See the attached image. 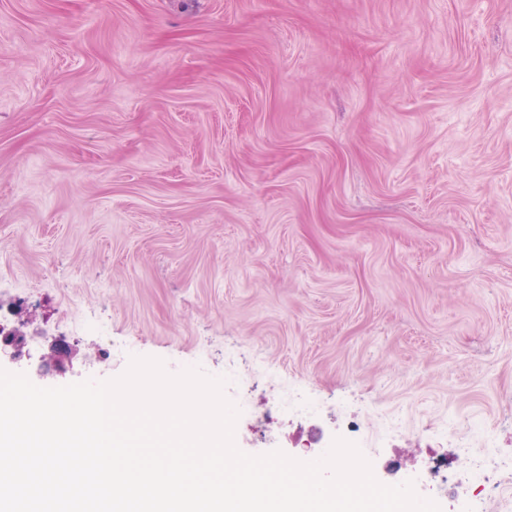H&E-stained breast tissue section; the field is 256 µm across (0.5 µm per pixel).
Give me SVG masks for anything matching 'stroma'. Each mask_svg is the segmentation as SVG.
<instances>
[{
  "label": "stroma",
  "mask_w": 512,
  "mask_h": 512,
  "mask_svg": "<svg viewBox=\"0 0 512 512\" xmlns=\"http://www.w3.org/2000/svg\"><path fill=\"white\" fill-rule=\"evenodd\" d=\"M0 327L234 370L248 454L512 457V0H0Z\"/></svg>",
  "instance_id": "stroma-1"
}]
</instances>
